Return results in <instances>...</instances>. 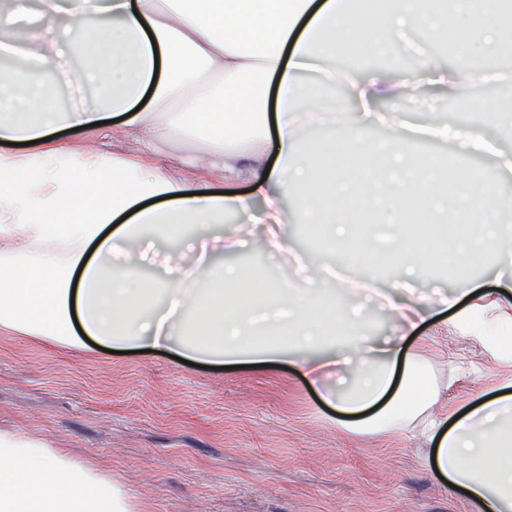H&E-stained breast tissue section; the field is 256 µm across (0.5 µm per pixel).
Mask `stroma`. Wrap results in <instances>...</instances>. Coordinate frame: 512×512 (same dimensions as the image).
Wrapping results in <instances>:
<instances>
[{
	"label": "stroma",
	"mask_w": 512,
	"mask_h": 512,
	"mask_svg": "<svg viewBox=\"0 0 512 512\" xmlns=\"http://www.w3.org/2000/svg\"><path fill=\"white\" fill-rule=\"evenodd\" d=\"M436 107L512 152L492 116L444 96ZM411 348L460 409L512 376L436 326ZM334 417L289 366L193 367L0 333V427L104 466L142 512H477L434 477L413 433L354 434Z\"/></svg>",
	"instance_id": "obj_1"
}]
</instances>
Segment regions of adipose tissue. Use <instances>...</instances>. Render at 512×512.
Segmentation results:
<instances>
[{
    "label": "adipose tissue",
    "mask_w": 512,
    "mask_h": 512,
    "mask_svg": "<svg viewBox=\"0 0 512 512\" xmlns=\"http://www.w3.org/2000/svg\"><path fill=\"white\" fill-rule=\"evenodd\" d=\"M64 27L79 68L59 71L48 35ZM449 46L457 67L441 64ZM387 55L389 72L337 71L341 57ZM512 56V0H7L0 4V331L61 345L86 341L183 359L272 367L282 344L299 349L303 379L348 432H401L441 402L431 366L410 350L433 313L449 331L512 361V311L470 302L471 288L420 293L419 269L493 251L512 268V195L462 165L486 149L471 125L429 126L459 159L441 169L410 152L411 127L379 112L428 86L468 95L477 63ZM345 84L353 105L339 118L323 96L304 95L305 73ZM93 85L100 105L61 108L59 84ZM151 109H140L145 96ZM315 122L327 136L305 140ZM393 126L388 146L364 131ZM83 143L48 146L66 129ZM172 132L201 140L185 166L223 173L245 192H213L159 166L109 153L105 141L139 144ZM296 195L294 211L281 192ZM252 212L269 255L293 253L294 227L330 240L352 267L397 257L393 293L382 294L388 336H370L363 298L340 307L329 265L307 257L300 287L256 281L228 263L249 230L218 231L225 215ZM159 279L144 278L155 239ZM441 479L479 512H512V392L461 415L430 417ZM0 512H139L111 471L70 457L22 431H0Z\"/></svg>",
    "instance_id": "1"
}]
</instances>
